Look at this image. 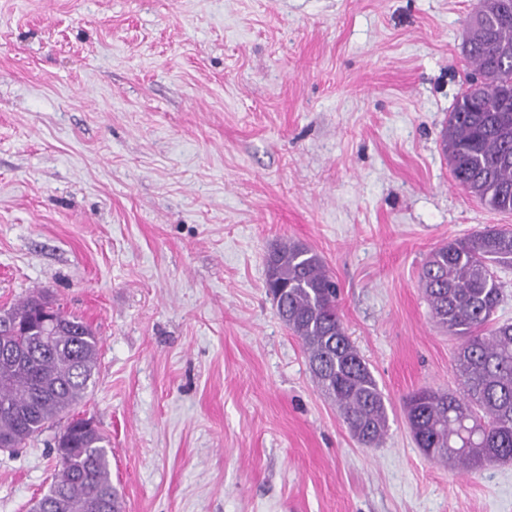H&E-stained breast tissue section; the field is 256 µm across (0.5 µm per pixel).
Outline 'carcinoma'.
Listing matches in <instances>:
<instances>
[{"label": "carcinoma", "instance_id": "cac0c4a2", "mask_svg": "<svg viewBox=\"0 0 512 512\" xmlns=\"http://www.w3.org/2000/svg\"><path fill=\"white\" fill-rule=\"evenodd\" d=\"M488 15L465 43L473 67L468 85L482 82L479 103L467 88L448 113L443 148L455 182L488 209L512 214V0ZM512 268V230L488 226L431 252L420 283L437 323L460 340L455 361L462 391L421 388L404 409L412 439L433 462L480 473L512 461V323L494 315L503 300L496 269ZM266 288L282 289V322L303 346L309 369L336 404L359 443L378 446L388 430L384 395L343 325L333 278L321 256L294 241L269 256ZM34 292L4 309L21 329L5 337L23 354L0 361V436L18 446L67 418L73 445L56 456L57 469L41 496L43 512H121L112 487L104 434L84 430L72 415L85 397L100 341L83 317L55 309L49 347L22 329L35 317Z\"/></svg>", "mask_w": 512, "mask_h": 512}]
</instances>
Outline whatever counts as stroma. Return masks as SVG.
I'll return each mask as SVG.
<instances>
[{
  "label": "stroma",
  "instance_id": "obj_1",
  "mask_svg": "<svg viewBox=\"0 0 512 512\" xmlns=\"http://www.w3.org/2000/svg\"><path fill=\"white\" fill-rule=\"evenodd\" d=\"M478 0H0V306L48 292L101 344L79 414L122 512H512V463L425 458L402 414L461 391L419 285L431 250L512 214L443 133ZM312 247L385 397L358 444L265 289ZM47 429L0 451L28 512Z\"/></svg>",
  "mask_w": 512,
  "mask_h": 512
}]
</instances>
